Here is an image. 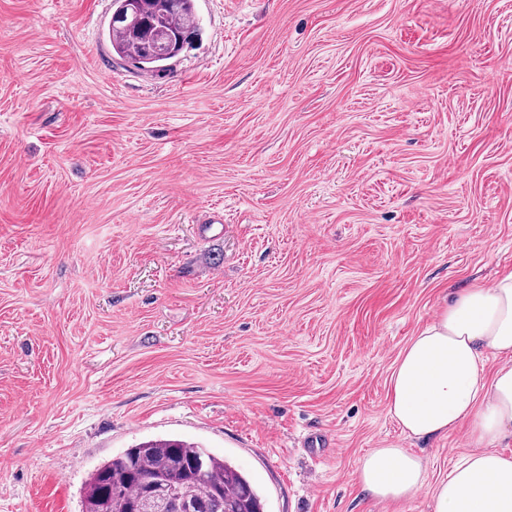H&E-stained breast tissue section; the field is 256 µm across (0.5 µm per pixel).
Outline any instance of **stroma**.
Wrapping results in <instances>:
<instances>
[{"mask_svg": "<svg viewBox=\"0 0 512 512\" xmlns=\"http://www.w3.org/2000/svg\"><path fill=\"white\" fill-rule=\"evenodd\" d=\"M195 9L152 72L113 0H0V512H82L158 438L264 512H433L468 431L405 436L389 377L512 271V0ZM388 443L427 460L400 506L356 481Z\"/></svg>", "mask_w": 512, "mask_h": 512, "instance_id": "1", "label": "stroma"}]
</instances>
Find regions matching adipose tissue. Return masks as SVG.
Masks as SVG:
<instances>
[{"label": "adipose tissue", "instance_id": "adipose-tissue-1", "mask_svg": "<svg viewBox=\"0 0 512 512\" xmlns=\"http://www.w3.org/2000/svg\"><path fill=\"white\" fill-rule=\"evenodd\" d=\"M500 357L487 373L489 357ZM388 413L412 438L445 437L467 426L473 452L432 488L433 512H512V273L464 289L400 352L390 375ZM423 456L389 444L359 461L357 482L396 503L424 486Z\"/></svg>", "mask_w": 512, "mask_h": 512}]
</instances>
